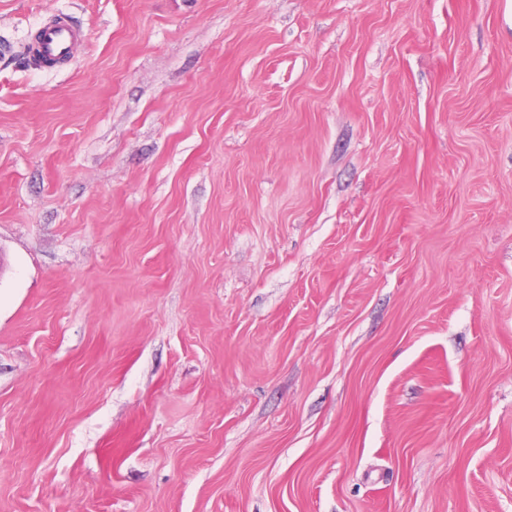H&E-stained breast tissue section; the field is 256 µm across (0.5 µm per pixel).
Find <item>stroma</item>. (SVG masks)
Wrapping results in <instances>:
<instances>
[{
	"instance_id": "obj_1",
	"label": "stroma",
	"mask_w": 512,
	"mask_h": 512,
	"mask_svg": "<svg viewBox=\"0 0 512 512\" xmlns=\"http://www.w3.org/2000/svg\"><path fill=\"white\" fill-rule=\"evenodd\" d=\"M0 512H512V0H0ZM84 36L65 21L44 26L39 30L37 50L53 60H67L74 56L83 43Z\"/></svg>"
}]
</instances>
